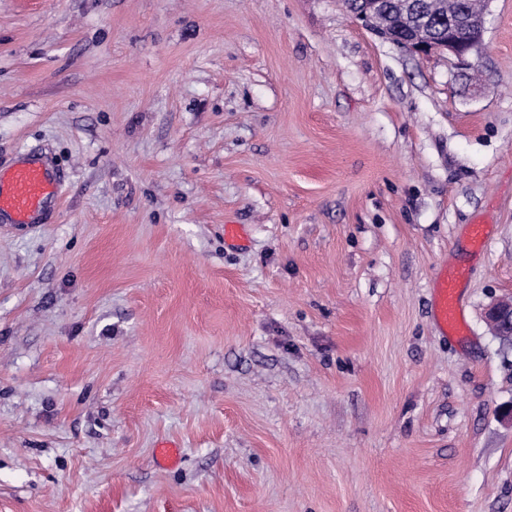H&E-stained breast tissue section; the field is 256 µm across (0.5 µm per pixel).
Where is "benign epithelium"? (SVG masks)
<instances>
[{"label":"benign epithelium","mask_w":512,"mask_h":512,"mask_svg":"<svg viewBox=\"0 0 512 512\" xmlns=\"http://www.w3.org/2000/svg\"><path fill=\"white\" fill-rule=\"evenodd\" d=\"M356 6L348 7L354 19L363 27L374 30L375 23L383 11L382 0H355ZM411 11V35L398 41L397 46L411 53L429 55L446 51L455 61L457 69L474 68L473 58L483 45L485 14L468 19L466 30H459L453 22L448 27L433 29L429 25L426 10L405 5ZM486 318L493 326H505L512 334V299L495 300L486 309Z\"/></svg>","instance_id":"benign-epithelium-1"}]
</instances>
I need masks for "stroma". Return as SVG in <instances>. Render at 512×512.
I'll return each mask as SVG.
<instances>
[{
  "instance_id": "obj_1",
  "label": "stroma",
  "mask_w": 512,
  "mask_h": 512,
  "mask_svg": "<svg viewBox=\"0 0 512 512\" xmlns=\"http://www.w3.org/2000/svg\"><path fill=\"white\" fill-rule=\"evenodd\" d=\"M487 9L472 83L341 0H0V167L62 177L0 223V512H512L484 318L512 0ZM458 263L461 333L433 299Z\"/></svg>"
}]
</instances>
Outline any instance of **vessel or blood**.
<instances>
[{
	"mask_svg": "<svg viewBox=\"0 0 512 512\" xmlns=\"http://www.w3.org/2000/svg\"><path fill=\"white\" fill-rule=\"evenodd\" d=\"M57 173L39 160H28L0 170V223H39L59 194ZM466 266L442 272L436 284L437 317L447 321L455 316L459 284L466 279Z\"/></svg>",
	"mask_w": 512,
	"mask_h": 512,
	"instance_id": "vessel-or-blood-1",
	"label": "vessel or blood"
}]
</instances>
